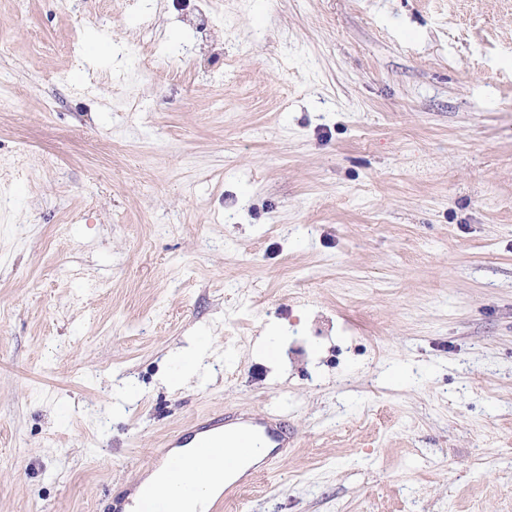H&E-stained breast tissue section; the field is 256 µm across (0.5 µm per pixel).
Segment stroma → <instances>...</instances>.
Segmentation results:
<instances>
[{
    "mask_svg": "<svg viewBox=\"0 0 512 512\" xmlns=\"http://www.w3.org/2000/svg\"><path fill=\"white\" fill-rule=\"evenodd\" d=\"M0 88V512L225 410L234 512H512V0H0Z\"/></svg>",
    "mask_w": 512,
    "mask_h": 512,
    "instance_id": "35a3bbf8",
    "label": "stroma"
}]
</instances>
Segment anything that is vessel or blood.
<instances>
[{"mask_svg":"<svg viewBox=\"0 0 512 512\" xmlns=\"http://www.w3.org/2000/svg\"><path fill=\"white\" fill-rule=\"evenodd\" d=\"M291 434L286 422L273 414L225 412L205 418L182 429L168 442L172 448H194L209 453L221 462L226 449H234L238 460L259 457L261 466H269L290 446Z\"/></svg>","mask_w":512,"mask_h":512,"instance_id":"b4317fda","label":"vessel or blood"}]
</instances>
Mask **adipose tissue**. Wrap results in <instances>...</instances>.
<instances>
[{
	"label": "adipose tissue",
	"mask_w": 512,
	"mask_h": 512,
	"mask_svg": "<svg viewBox=\"0 0 512 512\" xmlns=\"http://www.w3.org/2000/svg\"><path fill=\"white\" fill-rule=\"evenodd\" d=\"M183 465L173 471L156 470L145 480L158 494L171 498L175 512H203L215 493L212 461L205 456L184 455Z\"/></svg>",
	"instance_id": "1"
}]
</instances>
